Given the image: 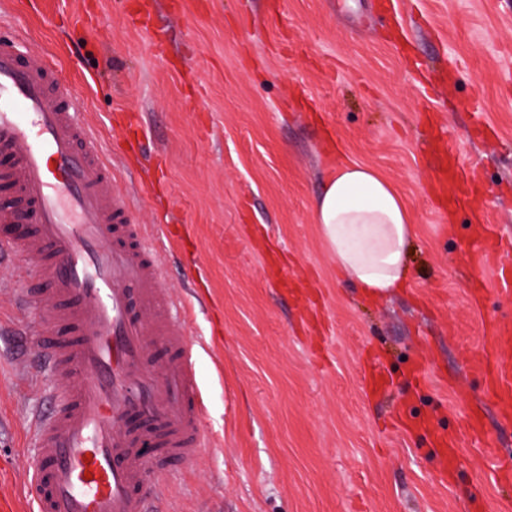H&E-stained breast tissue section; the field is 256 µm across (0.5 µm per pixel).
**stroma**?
<instances>
[{"label":"stroma","mask_w":512,"mask_h":512,"mask_svg":"<svg viewBox=\"0 0 512 512\" xmlns=\"http://www.w3.org/2000/svg\"><path fill=\"white\" fill-rule=\"evenodd\" d=\"M0 35L80 93L203 344L208 447L171 470L158 512L512 506L465 431L480 413L512 456V424L470 369L486 322L512 321V292L465 264L482 225L512 239V0H0ZM437 138L478 171L482 218L431 194ZM345 161L392 181L417 226L406 285L382 299L338 277L314 221ZM46 322L37 304L17 321L0 288V512H34L25 412L54 380L29 384L20 360ZM401 409L455 437L452 473Z\"/></svg>","instance_id":"1"}]
</instances>
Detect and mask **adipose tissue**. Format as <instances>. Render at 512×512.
<instances>
[{
	"instance_id": "obj_1",
	"label": "adipose tissue",
	"mask_w": 512,
	"mask_h": 512,
	"mask_svg": "<svg viewBox=\"0 0 512 512\" xmlns=\"http://www.w3.org/2000/svg\"><path fill=\"white\" fill-rule=\"evenodd\" d=\"M315 219L337 269L367 295L377 299L404 287L416 226L403 195L377 169L356 163L332 169Z\"/></svg>"
}]
</instances>
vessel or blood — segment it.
Instances as JSON below:
<instances>
[{
  "mask_svg": "<svg viewBox=\"0 0 512 512\" xmlns=\"http://www.w3.org/2000/svg\"><path fill=\"white\" fill-rule=\"evenodd\" d=\"M114 182L56 64L0 37V191L13 201L0 223L23 227L19 244L0 240V272L17 284L19 316L36 301L61 330L39 340L61 388L29 411L40 456L25 496L37 512H155L164 464L193 463L208 446L199 343ZM469 261L495 262L496 277L512 281V250L493 227ZM484 339L472 368L508 424L512 323L490 324Z\"/></svg>",
  "mask_w": 512,
  "mask_h": 512,
  "instance_id": "obj_1",
  "label": "vessel or blood"
}]
</instances>
